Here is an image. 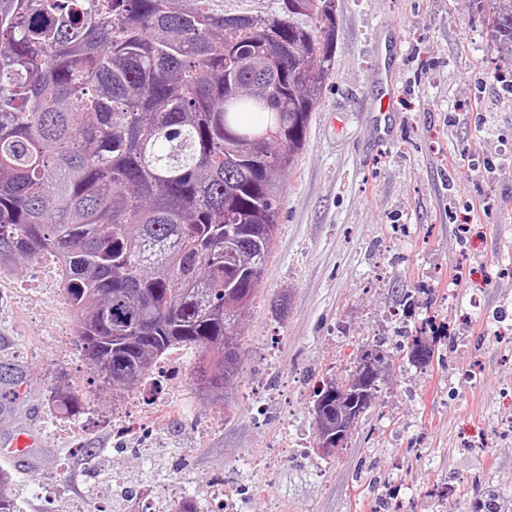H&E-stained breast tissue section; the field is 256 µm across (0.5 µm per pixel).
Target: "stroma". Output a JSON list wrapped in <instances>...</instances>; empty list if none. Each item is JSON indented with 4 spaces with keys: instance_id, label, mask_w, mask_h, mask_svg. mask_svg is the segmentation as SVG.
<instances>
[{
    "instance_id": "1",
    "label": "stroma",
    "mask_w": 512,
    "mask_h": 512,
    "mask_svg": "<svg viewBox=\"0 0 512 512\" xmlns=\"http://www.w3.org/2000/svg\"><path fill=\"white\" fill-rule=\"evenodd\" d=\"M489 4L336 0V67L284 176L271 254L242 322L241 373L202 396L180 369L106 389L55 261L0 269V417L39 432L12 465L22 512H174L213 487L231 512H512V58ZM396 65V121L375 112ZM420 331L434 357L395 344ZM389 357L345 448L318 446L313 390L358 350ZM73 391L82 413L52 406Z\"/></svg>"
}]
</instances>
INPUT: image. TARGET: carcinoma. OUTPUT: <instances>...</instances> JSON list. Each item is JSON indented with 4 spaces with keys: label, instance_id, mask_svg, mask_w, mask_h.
Returning a JSON list of instances; mask_svg holds the SVG:
<instances>
[{
    "label": "carcinoma",
    "instance_id": "cac0c4a2",
    "mask_svg": "<svg viewBox=\"0 0 512 512\" xmlns=\"http://www.w3.org/2000/svg\"><path fill=\"white\" fill-rule=\"evenodd\" d=\"M490 2L512 53V0ZM335 66L336 0H0V267L54 254L102 386L179 345L209 355L201 391L238 378L280 177ZM364 354L351 380L375 384L389 351ZM314 397L322 438L357 403L334 382ZM57 407L83 410L72 391ZM11 478L0 512H20Z\"/></svg>",
    "mask_w": 512,
    "mask_h": 512
}]
</instances>
